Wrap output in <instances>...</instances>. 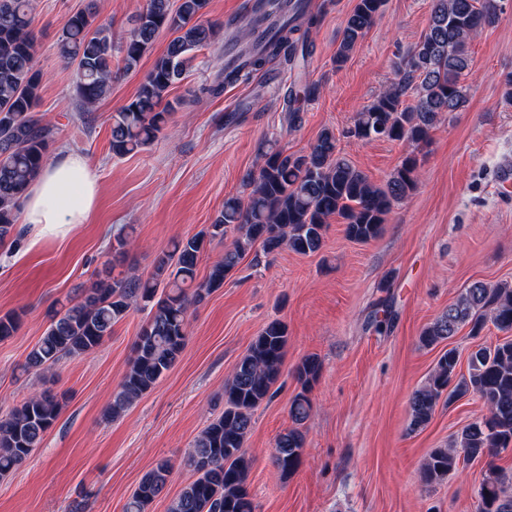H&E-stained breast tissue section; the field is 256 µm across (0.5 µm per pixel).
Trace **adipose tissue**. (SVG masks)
<instances>
[{"label":"adipose tissue","instance_id":"ef3b65f1","mask_svg":"<svg viewBox=\"0 0 512 512\" xmlns=\"http://www.w3.org/2000/svg\"><path fill=\"white\" fill-rule=\"evenodd\" d=\"M98 198V177L83 156L67 154L46 165L22 201L23 223L40 234L66 236L85 223Z\"/></svg>","mask_w":512,"mask_h":512}]
</instances>
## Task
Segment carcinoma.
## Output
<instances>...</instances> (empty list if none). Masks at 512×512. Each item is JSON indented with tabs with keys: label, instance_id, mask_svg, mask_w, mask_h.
Returning a JSON list of instances; mask_svg holds the SVG:
<instances>
[{
	"label": "carcinoma",
	"instance_id": "cac0c4a2",
	"mask_svg": "<svg viewBox=\"0 0 512 512\" xmlns=\"http://www.w3.org/2000/svg\"><path fill=\"white\" fill-rule=\"evenodd\" d=\"M386 0H355L348 15L336 66H342L355 45L382 13ZM208 0H147L132 18L133 27L120 44L112 28L96 22L94 0L69 15L56 43V54L76 66L75 91L86 110L94 109L112 91V59L120 54L125 72L137 68L159 33L172 39L164 54L144 75L136 96L112 113L110 149L125 156L152 142L168 127L179 99L169 100L198 59L197 52L215 41L223 28L203 19ZM512 12V0H432L427 29L396 79L359 112L343 136L356 141L384 139L412 148L386 180L377 186L337 150L336 135L323 131L304 154L287 152L270 139L260 147L261 164L242 178L246 197L224 199V207L206 230L177 240L154 261L152 276L134 272L98 278L81 295L53 310L50 322L29 353L23 370L48 371L61 360L87 355L112 335L113 327L133 307L149 310L132 346L119 389L106 415L114 421L145 395L176 363L187 346L188 311L224 287V280L255 247L266 256L284 248L301 255L322 248L331 219L344 224L348 240L366 243L384 229L394 204L416 190L419 172L415 155L428 142L443 114L460 111L467 101L461 78L470 65L472 40ZM242 47L224 63L216 84L200 93L217 96L224 86L247 80L277 59L292 65L308 54L309 29L317 23L307 0H254ZM32 0H0V244L14 241L21 198L47 162L57 127L37 114L42 74L35 66L39 52ZM413 90L415 101L404 104ZM319 87L305 83L284 97L290 125L301 122L294 104L311 99ZM231 237L224 258L197 278L205 238ZM512 332V285L471 283L420 335L425 346L447 341L464 326L477 336L487 323ZM20 317L0 314V341L14 336ZM288 342L287 328L273 320L255 336L237 360L224 384V412L195 440L186 465L196 478L179 491L168 512H256L249 492L251 458L244 445L254 412L274 396ZM459 355L444 351L427 382L409 399L410 429L432 419L441 396L448 403L473 394L487 407L484 418L467 425L452 448H435L421 473L429 485L445 479L462 462L493 459L512 448V339L479 347L468 360V372L458 374ZM320 365L308 356L297 366L301 391L291 400L292 426L280 433L272 462L283 478L302 463L305 434L313 412L309 397ZM62 403L49 389L31 394L0 416V476L22 465L58 420ZM173 466L158 460L141 478L125 504V512H147L166 487ZM512 473L490 465L480 485L477 512H512Z\"/></svg>",
	"mask_w": 512,
	"mask_h": 512
}]
</instances>
